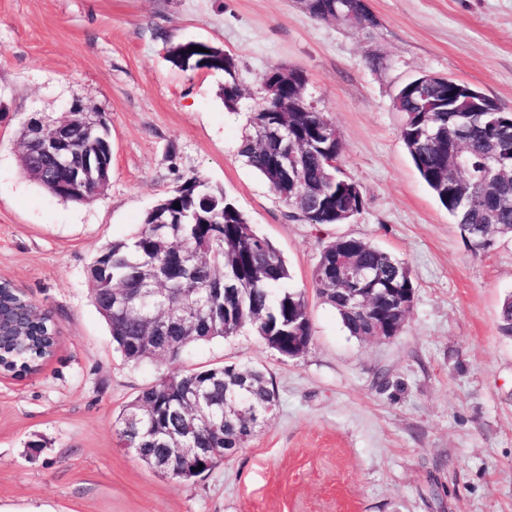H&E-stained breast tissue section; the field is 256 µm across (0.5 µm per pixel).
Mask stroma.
I'll return each instance as SVG.
<instances>
[{
    "label": "stroma",
    "mask_w": 512,
    "mask_h": 512,
    "mask_svg": "<svg viewBox=\"0 0 512 512\" xmlns=\"http://www.w3.org/2000/svg\"><path fill=\"white\" fill-rule=\"evenodd\" d=\"M371 29L312 17L300 0H0V280L52 312L54 355L0 376V512H512V238L468 251L399 136V89L423 74L479 88L512 112V0H368ZM206 42L222 74L180 67ZM379 61L371 67L369 58ZM303 71L366 204L347 224L291 219L240 153L271 66ZM75 100L106 116L112 175L89 204L28 177L19 133ZM222 189L309 287L324 244L352 236L403 260L415 296L397 336L361 340L317 296L314 340L283 359L250 329L160 365L124 360L90 299L87 268L186 178ZM236 363L278 401L247 447L183 485L122 448L113 424L160 374ZM40 443L32 451L31 443ZM192 46L202 47L209 50V53L196 52L189 48ZM177 52L171 50L174 60L183 68H206L213 72L224 73L226 79L221 87V98L224 107L229 111H236L240 98L244 96V89L236 78V65L232 57L218 58L211 52V46L201 41H188L177 45ZM179 49V51H178Z\"/></svg>",
    "instance_id": "obj_1"
}]
</instances>
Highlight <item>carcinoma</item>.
<instances>
[{"instance_id": "1", "label": "carcinoma", "mask_w": 512, "mask_h": 512, "mask_svg": "<svg viewBox=\"0 0 512 512\" xmlns=\"http://www.w3.org/2000/svg\"><path fill=\"white\" fill-rule=\"evenodd\" d=\"M336 9L318 20L346 22L360 14V0H335ZM204 48L202 52L192 47ZM201 41L177 45L172 53L183 68H206L226 76L221 87L224 107L237 109L244 89L230 57L219 58ZM294 71L272 66L265 74V97L253 112V133L240 150L246 164L308 224H340L365 207L359 183L332 163L339 160L342 140L328 132L323 112L309 111L306 80ZM424 97L403 85L394 99L404 114L400 137L420 178L459 225L467 248L486 251L498 236L512 235V112L481 90L445 77L428 81ZM21 165L41 187H54L43 176L49 161L22 154ZM170 223L155 224L146 214L128 240L113 242L95 256L88 270L91 299L106 322L116 350L128 362L151 359L148 347L136 351L128 336L151 335L148 343L173 345L170 360L193 344L224 339L250 327L280 354L301 337L313 340L307 292L288 286V265L267 237L258 234L245 214L219 189L198 177L186 179L162 197ZM180 208H175V203ZM315 295L336 309L349 335L358 339L395 336L403 327L409 302L395 292L414 287L405 262L355 237L329 242L312 271ZM116 288H161L143 303L132 296L128 307L111 306ZM171 309L182 324L153 333L140 323V313ZM500 330L512 336V295L501 308ZM51 312L41 310L21 333L13 349L0 354L3 368L17 375L32 372L55 346ZM202 383L211 405L191 413L172 400L177 388ZM277 403L273 380L238 364L195 368L159 376L139 391L115 420L122 447L147 466L167 455L156 435L168 430L180 437V424L194 416L200 425H218L209 457L212 471L224 457L245 447Z\"/></svg>"}]
</instances>
